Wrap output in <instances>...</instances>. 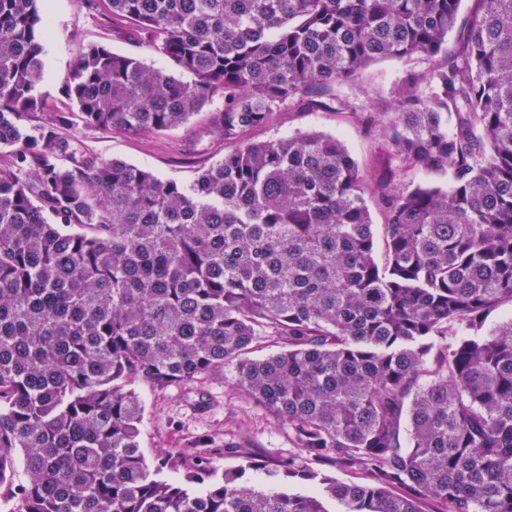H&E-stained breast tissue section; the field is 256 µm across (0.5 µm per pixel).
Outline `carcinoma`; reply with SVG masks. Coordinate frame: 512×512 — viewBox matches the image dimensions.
<instances>
[{"label": "carcinoma", "mask_w": 512, "mask_h": 512, "mask_svg": "<svg viewBox=\"0 0 512 512\" xmlns=\"http://www.w3.org/2000/svg\"><path fill=\"white\" fill-rule=\"evenodd\" d=\"M474 2L450 51L460 0H108L174 70L93 44L67 98L85 129L160 132L222 96L212 131L234 146L183 184L79 154L55 136L63 112L24 124L45 109L47 20L41 0H0L13 512H512V317L492 319L512 307V0ZM414 56L444 64L407 73L365 124L425 181L373 182L331 135L245 139L286 104L355 115L330 91ZM266 342L280 350L253 356ZM224 368L306 457L221 473L229 447L204 445L150 465L127 381ZM324 473L336 478L342 482H365V474L361 469L356 466L350 467L346 465L333 464L332 462L327 463L324 466H319Z\"/></svg>", "instance_id": "obj_1"}]
</instances>
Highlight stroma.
Wrapping results in <instances>:
<instances>
[{"instance_id": "stroma-1", "label": "stroma", "mask_w": 512, "mask_h": 512, "mask_svg": "<svg viewBox=\"0 0 512 512\" xmlns=\"http://www.w3.org/2000/svg\"><path fill=\"white\" fill-rule=\"evenodd\" d=\"M46 6L51 32L44 43V78L37 90L50 108L66 111L65 83L88 45L102 44L158 68L171 66L166 57L133 36L129 22H113L104 0H46ZM440 63L437 57L380 61L365 70L345 94L358 110L366 112L377 100H392L406 73L426 71ZM223 107V98L214 97L205 111L162 132H76L60 127L56 133L85 156L125 161L161 178L188 183L232 148L231 142L209 130L211 114ZM306 131L340 138L369 177H379L398 166L382 139L364 134L359 119L347 112H309L284 105L268 125L252 131L250 137L265 141ZM132 386L145 404L141 447L149 462L178 454L200 437L208 438L211 446L218 448L237 444V453L224 455L219 461L220 468L229 470L244 465L250 457L280 459L299 452L288 427L244 398L229 371H216L199 382L163 390L142 380L133 381Z\"/></svg>"}]
</instances>
